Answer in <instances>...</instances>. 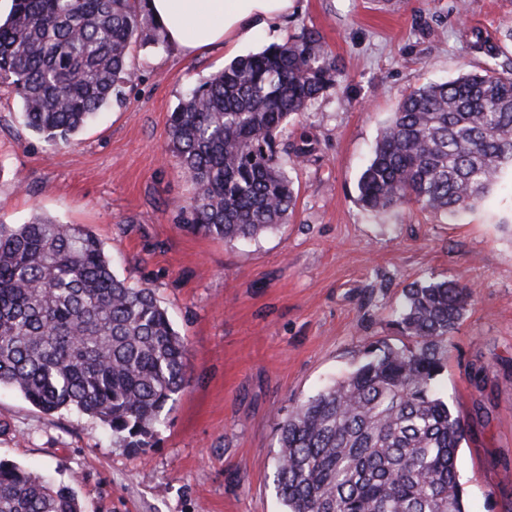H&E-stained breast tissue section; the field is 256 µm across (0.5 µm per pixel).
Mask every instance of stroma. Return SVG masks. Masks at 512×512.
Wrapping results in <instances>:
<instances>
[{
    "label": "stroma",
    "mask_w": 512,
    "mask_h": 512,
    "mask_svg": "<svg viewBox=\"0 0 512 512\" xmlns=\"http://www.w3.org/2000/svg\"><path fill=\"white\" fill-rule=\"evenodd\" d=\"M297 5L240 55L312 28L341 74L288 127L289 138L315 142L287 168L293 214L254 240L188 229L194 187L168 150L170 113L229 64L223 48L187 56L137 44L121 96L56 147L26 127L14 87L0 85V220L85 225L120 278L154 289L188 344L189 383L142 450L122 447L96 419L47 413L0 388V458L71 484L82 512H282V422L362 362L366 342L399 344L402 292L431 274L475 292L436 382L468 424L457 455L468 508L512 512V174L455 218L413 206L375 215L356 200L401 95L480 71L475 42H499L512 0ZM479 371L480 392L470 382Z\"/></svg>",
    "instance_id": "obj_1"
}]
</instances>
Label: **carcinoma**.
Here are the masks:
<instances>
[{"label": "carcinoma", "mask_w": 512, "mask_h": 512, "mask_svg": "<svg viewBox=\"0 0 512 512\" xmlns=\"http://www.w3.org/2000/svg\"><path fill=\"white\" fill-rule=\"evenodd\" d=\"M12 2L0 20V81L15 87L27 127L68 144L120 96L153 20L142 0ZM337 75L320 33L304 28L189 89L168 128L169 151L195 187V229L232 243L288 222L297 192L285 164L313 143H284L281 133ZM506 169L512 72L488 63L400 97L357 201L377 214L417 205L452 216L484 202ZM473 301V289L445 277L411 283L394 320L406 342L369 344L356 369L293 408L275 462L285 512H469L456 467L465 423L435 382ZM187 354L154 290L119 278L84 225L0 222V386L146 448L188 385ZM0 512L81 507L70 486L0 459Z\"/></svg>", "instance_id": "cac0c4a2"}]
</instances>
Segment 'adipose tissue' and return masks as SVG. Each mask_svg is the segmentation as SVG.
Here are the masks:
<instances>
[{"mask_svg":"<svg viewBox=\"0 0 512 512\" xmlns=\"http://www.w3.org/2000/svg\"><path fill=\"white\" fill-rule=\"evenodd\" d=\"M296 0H146L166 41L192 55L219 45L233 51L268 24L288 16Z\"/></svg>","mask_w":512,"mask_h":512,"instance_id":"1","label":"adipose tissue"}]
</instances>
